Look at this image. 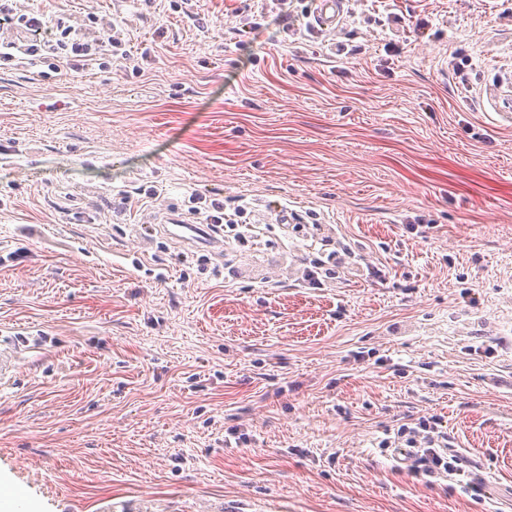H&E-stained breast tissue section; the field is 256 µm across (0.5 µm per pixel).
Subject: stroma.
<instances>
[{
    "instance_id": "stroma-1",
    "label": "stroma",
    "mask_w": 512,
    "mask_h": 512,
    "mask_svg": "<svg viewBox=\"0 0 512 512\" xmlns=\"http://www.w3.org/2000/svg\"><path fill=\"white\" fill-rule=\"evenodd\" d=\"M311 5L18 0L150 58L0 69V512H512V0ZM194 191L264 234L169 238ZM343 11V0H314L313 26L319 30H336ZM415 425V427L402 425L397 430L398 443H400V439L405 446H394V448L427 449L424 450L423 455L419 454V450L412 449L407 454L399 452L404 457L400 458V463L407 464L413 473H422L429 477H435L442 472L461 475V472L464 471L458 465L465 461L454 449L448 448V434L439 429L438 421L423 418L418 420ZM434 448H442L444 453L441 455Z\"/></svg>"
}]
</instances>
